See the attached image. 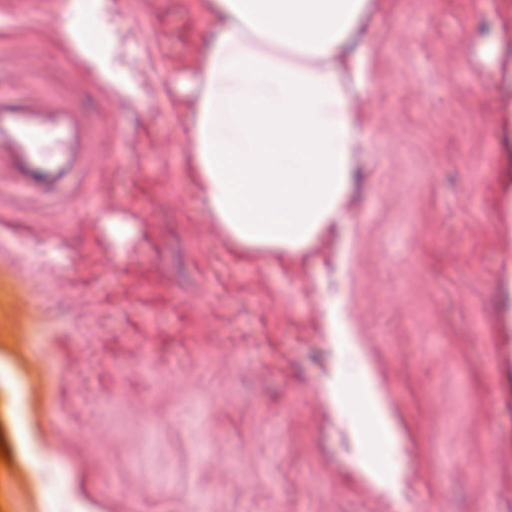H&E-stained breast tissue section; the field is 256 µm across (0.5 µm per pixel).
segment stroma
<instances>
[{"label": "stroma", "instance_id": "35a3bbf8", "mask_svg": "<svg viewBox=\"0 0 512 512\" xmlns=\"http://www.w3.org/2000/svg\"><path fill=\"white\" fill-rule=\"evenodd\" d=\"M60 5L0 0V86L86 141L64 192L0 183V512H512V0H371L349 214L288 266L239 259L184 163L202 0H112L131 95ZM332 306L396 489L321 396Z\"/></svg>", "mask_w": 512, "mask_h": 512}]
</instances>
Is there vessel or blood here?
<instances>
[{
    "label": "vessel or blood",
    "mask_w": 512,
    "mask_h": 512,
    "mask_svg": "<svg viewBox=\"0 0 512 512\" xmlns=\"http://www.w3.org/2000/svg\"><path fill=\"white\" fill-rule=\"evenodd\" d=\"M7 135L17 164L14 176L24 184H55L67 178L83 145L68 114L31 112L0 101V135Z\"/></svg>",
    "instance_id": "1"
}]
</instances>
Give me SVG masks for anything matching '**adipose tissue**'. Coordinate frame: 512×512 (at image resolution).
Listing matches in <instances>:
<instances>
[{
	"instance_id": "adipose-tissue-1",
	"label": "adipose tissue",
	"mask_w": 512,
	"mask_h": 512,
	"mask_svg": "<svg viewBox=\"0 0 512 512\" xmlns=\"http://www.w3.org/2000/svg\"><path fill=\"white\" fill-rule=\"evenodd\" d=\"M371 0H206L201 90L191 104L187 162L228 243L302 262L350 206L354 109L339 76L364 83L348 42ZM112 0H63L58 23L76 63L125 86L115 64ZM335 368L322 384L357 412L356 447L397 448L383 392L342 317L329 312Z\"/></svg>"
}]
</instances>
